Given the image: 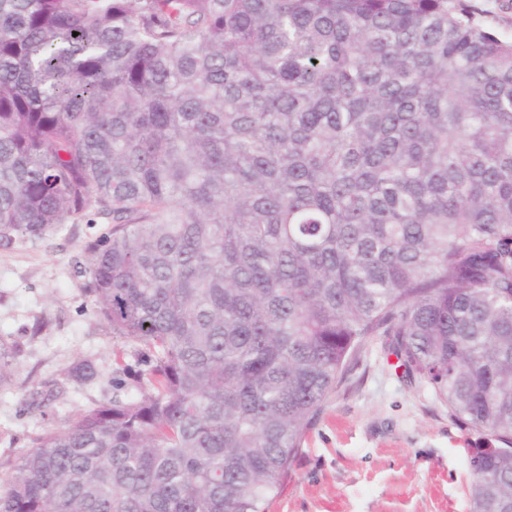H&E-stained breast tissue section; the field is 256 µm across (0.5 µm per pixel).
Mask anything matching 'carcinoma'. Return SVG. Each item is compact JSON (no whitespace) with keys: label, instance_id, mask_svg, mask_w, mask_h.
Here are the masks:
<instances>
[{"label":"carcinoma","instance_id":"obj_1","mask_svg":"<svg viewBox=\"0 0 512 512\" xmlns=\"http://www.w3.org/2000/svg\"><path fill=\"white\" fill-rule=\"evenodd\" d=\"M98 219L138 369L0 512H266L376 335L512 512V44L462 0H0V245Z\"/></svg>","mask_w":512,"mask_h":512}]
</instances>
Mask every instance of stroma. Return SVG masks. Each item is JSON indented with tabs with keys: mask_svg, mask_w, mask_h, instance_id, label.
Masks as SVG:
<instances>
[{
	"mask_svg": "<svg viewBox=\"0 0 512 512\" xmlns=\"http://www.w3.org/2000/svg\"><path fill=\"white\" fill-rule=\"evenodd\" d=\"M476 20L512 43V0H466ZM105 224H62L39 241L0 246V343L15 345L0 385V471L13 449L111 400L112 353L127 349L102 321L78 271ZM93 359L88 382L68 372ZM48 394L30 409L34 393ZM423 378L407 377L386 336L369 337L312 419L268 512H470V451L494 445Z\"/></svg>",
	"mask_w": 512,
	"mask_h": 512,
	"instance_id": "35a3bbf8",
	"label": "stroma"
}]
</instances>
